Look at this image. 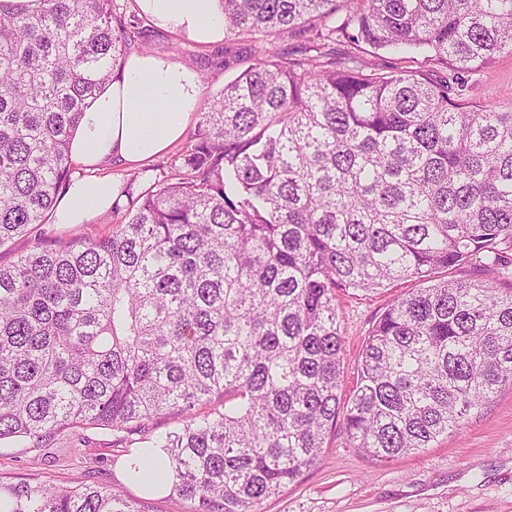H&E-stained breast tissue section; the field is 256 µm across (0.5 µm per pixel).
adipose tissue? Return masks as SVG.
<instances>
[{
	"label": "adipose tissue",
	"mask_w": 512,
	"mask_h": 512,
	"mask_svg": "<svg viewBox=\"0 0 512 512\" xmlns=\"http://www.w3.org/2000/svg\"><path fill=\"white\" fill-rule=\"evenodd\" d=\"M142 15L157 26L201 44L224 38L220 0H136ZM201 93L199 76L188 67L151 53L131 54L119 79L92 102L73 134V160L95 171L94 179H73L50 213L56 224H85L114 201L111 176L100 174L108 161L134 168L183 137Z\"/></svg>",
	"instance_id": "ef3b65f1"
}]
</instances>
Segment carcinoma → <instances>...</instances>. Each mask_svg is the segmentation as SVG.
I'll list each match as a JSON object with an SVG mask.
<instances>
[{
    "label": "carcinoma",
    "mask_w": 512,
    "mask_h": 512,
    "mask_svg": "<svg viewBox=\"0 0 512 512\" xmlns=\"http://www.w3.org/2000/svg\"><path fill=\"white\" fill-rule=\"evenodd\" d=\"M0 6V246L46 218L69 145L122 72L116 0ZM221 0L239 36L310 32L224 84L185 149L95 238L0 264V447L25 454L168 420L170 494L257 512L341 426L379 460L422 453L512 385V104L485 109L368 46L466 73L512 54V0ZM333 25H328V22ZM343 38L338 56L328 43ZM484 257L479 279L442 270ZM413 278L341 403L336 292ZM138 481L162 485L147 459ZM8 512H143L124 492L0 480Z\"/></svg>",
    "instance_id": "carcinoma-1"
}]
</instances>
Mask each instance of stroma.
<instances>
[{
  "label": "stroma",
  "mask_w": 512,
  "mask_h": 512,
  "mask_svg": "<svg viewBox=\"0 0 512 512\" xmlns=\"http://www.w3.org/2000/svg\"><path fill=\"white\" fill-rule=\"evenodd\" d=\"M148 44L132 41L129 52L141 50L167 57L194 70L201 80L199 110H206L225 82L259 60L284 50H297L304 40L289 31L252 36L226 35L223 41L202 45L184 35L154 28L149 19ZM464 98L489 109L512 103V55L498 54L489 64L467 73ZM124 211H108L86 224H40L0 247V263L32 249L50 237L70 238L106 231L124 222ZM415 280L395 283L376 293L348 292L338 296L341 335L346 348L343 396H350L358 376L362 344L376 318L399 295L418 288ZM120 458L104 445L54 448L37 463L13 448L0 449V477L13 481L36 473L44 482L70 485L79 473L91 483L109 485L133 498L139 490L116 475ZM261 512H512V389L505 387L460 432L449 434L419 455L380 461L352 448L343 429L327 440V449L313 469L282 495L264 501Z\"/></svg>",
  "instance_id": "35a3bbf8"
}]
</instances>
